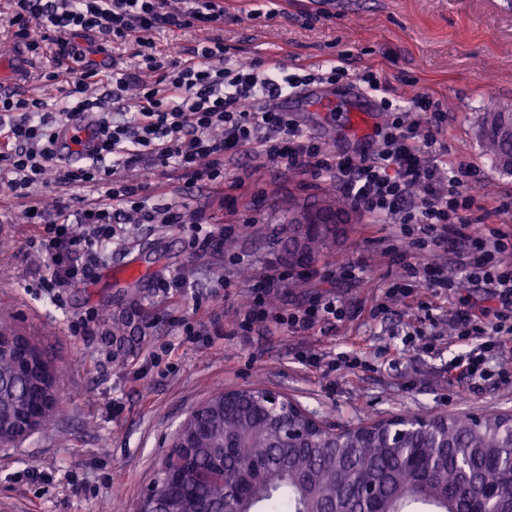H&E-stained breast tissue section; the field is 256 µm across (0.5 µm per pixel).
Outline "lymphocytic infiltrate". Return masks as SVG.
Returning <instances> with one entry per match:
<instances>
[{
  "label": "lymphocytic infiltrate",
  "mask_w": 512,
  "mask_h": 512,
  "mask_svg": "<svg viewBox=\"0 0 512 512\" xmlns=\"http://www.w3.org/2000/svg\"><path fill=\"white\" fill-rule=\"evenodd\" d=\"M13 36L30 54H45L53 63L42 76L65 100L50 107L47 98L20 91L0 92V187L19 199L38 186L103 187L99 200L76 210L57 207L48 213L27 207V223L41 225L30 245L49 261L38 286L53 302L64 288L89 279L103 260V248L129 222L191 225L192 247L202 253L217 249L235 227L213 229L206 211L153 202L133 173L171 169L184 188L221 187L227 182V157L257 156L266 165L330 180L358 208L398 225L410 241L415 261L405 263L406 279L384 291L377 306L407 299L410 283L446 292L477 279L489 288L498 306L478 311L456 307L448 313L452 341L467 350L448 362V380L476 391L496 378L512 381L502 362L512 358V233L478 229L471 212L475 196L464 188L474 169L464 160H448L439 145L446 114L440 100L425 92L403 106L385 95L376 69L350 74L341 65L309 64L288 72L280 63L256 58L240 63L228 57L223 41L208 39L168 60L152 52L151 32L223 21L216 0H8ZM135 46L137 65L112 74V94L89 96L99 83L94 54L107 44ZM355 81L376 95V107L387 121L378 127L376 148L353 155L333 154L304 131L283 100L315 84ZM91 114L101 146L84 163L62 159L54 148L56 128L73 115ZM464 249L457 263L461 278L440 266L419 262L448 238ZM289 275L269 265L247 290L235 312L233 333L247 336L270 326L292 336L333 329L349 316L348 308L330 292L315 294L297 309L271 310L270 300L288 285Z\"/></svg>",
  "instance_id": "1"
}]
</instances>
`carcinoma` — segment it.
Wrapping results in <instances>:
<instances>
[{
	"mask_svg": "<svg viewBox=\"0 0 512 512\" xmlns=\"http://www.w3.org/2000/svg\"><path fill=\"white\" fill-rule=\"evenodd\" d=\"M491 165L512 174V107L484 113L478 131ZM315 257L330 249L328 229L308 235L302 224H288V252L297 239ZM112 339H126L129 316L105 312ZM15 326L0 317V441H15V429L31 417L34 429L55 419L58 369L33 342L34 367L24 368ZM240 401L224 402V393L195 407L182 423L196 448L191 460L161 482L157 504L174 512H224V487L211 479L220 463L232 477L262 472L260 483L245 484L240 494L252 512H327L336 496L350 512H363L368 484L383 486L385 512H471L474 491L496 489V508L512 512V419L497 413L452 417L447 424L413 433L406 447L391 446L380 435L355 434L334 448L317 438L273 443L271 435L288 428V417L273 416L242 390ZM448 447L438 448L443 434Z\"/></svg>",
	"mask_w": 512,
	"mask_h": 512,
	"instance_id": "cac0c4a2",
	"label": "carcinoma"
}]
</instances>
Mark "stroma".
Returning a JSON list of instances; mask_svg holds the SVG:
<instances>
[{
	"mask_svg": "<svg viewBox=\"0 0 512 512\" xmlns=\"http://www.w3.org/2000/svg\"><path fill=\"white\" fill-rule=\"evenodd\" d=\"M205 38H220L232 59L255 56L297 64L343 62L350 72L377 69L389 98L410 101L418 92L440 99L447 119L438 135L452 159L470 162L476 176L468 190L482 209L483 227H512V175L494 169L478 136L484 112L512 105V6L507 0H226L224 24L164 28L152 34L157 56L168 57ZM0 19V91L13 89L8 67L29 70L23 86L40 93L38 67H27L22 47L11 45ZM302 128L335 153L367 145L382 115L359 122L353 93L328 84L289 100ZM226 172L238 188L236 207L224 191L209 186L183 190L180 181L154 175L149 190L162 204L179 203L211 213L216 225L232 224L235 235L223 253H197L190 227L131 226L114 241L94 276L65 290L55 305L36 286L47 260L28 247L38 227L25 223L28 205L53 210L98 199L103 189L41 186L30 199L0 189V238L12 244L0 256V313L31 337L66 376L60 382L55 425L26 440L0 445V512H100L117 502L125 512L155 479L176 428L190 411L215 393L244 387L270 388L313 414L325 426L342 429L398 414L470 416L512 414V385L492 380L477 392L448 384V362L459 345L440 342L434 351L405 349L403 333L425 303L447 333L449 309L459 301L489 305L483 288L449 295L416 287L408 305L376 313L382 291L402 274L401 262L384 255L396 239L393 224H373L357 206L339 243L309 270H292L277 308L304 305L316 291L334 289L351 318L326 332L295 337L274 330L251 339L216 337L211 347L193 342L184 322L230 324L243 302V287L270 263H283L280 250L290 213L327 204L336 187L328 181L238 157ZM240 264L225 266V254ZM357 267L344 278L341 264ZM231 288H223V278ZM183 279L184 287L161 291L162 280ZM138 306L129 329L133 340L115 359L107 323L95 335L74 336L76 318L103 310ZM360 352L368 365L328 380L295 363L297 347ZM162 352L151 366L149 352Z\"/></svg>",
	"mask_w": 512,
	"mask_h": 512,
	"instance_id": "1",
	"label": "stroma"
}]
</instances>
